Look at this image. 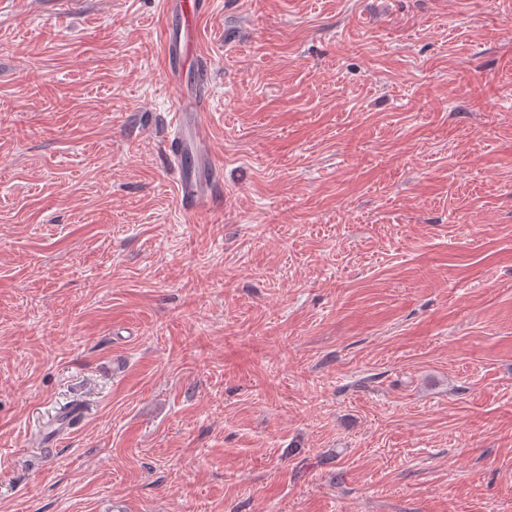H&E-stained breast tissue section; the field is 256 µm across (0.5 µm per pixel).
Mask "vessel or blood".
Masks as SVG:
<instances>
[{
    "label": "vessel or blood",
    "instance_id": "b4317fda",
    "mask_svg": "<svg viewBox=\"0 0 512 512\" xmlns=\"http://www.w3.org/2000/svg\"><path fill=\"white\" fill-rule=\"evenodd\" d=\"M207 0H166L162 32L167 81L181 87L186 59L195 63V90L187 104H176L174 126L165 142L168 169L175 179L182 209L198 216L213 212L223 193V170L209 151L210 63L196 51Z\"/></svg>",
    "mask_w": 512,
    "mask_h": 512
}]
</instances>
